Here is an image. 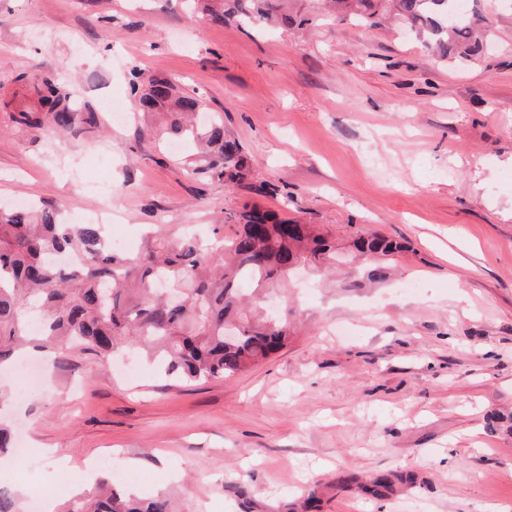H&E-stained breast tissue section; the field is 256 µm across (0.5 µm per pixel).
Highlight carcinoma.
I'll return each mask as SVG.
<instances>
[{"instance_id": "cac0c4a2", "label": "carcinoma", "mask_w": 512, "mask_h": 512, "mask_svg": "<svg viewBox=\"0 0 512 512\" xmlns=\"http://www.w3.org/2000/svg\"><path fill=\"white\" fill-rule=\"evenodd\" d=\"M213 24H224V0H190ZM370 20L386 0H328ZM403 19L428 28L435 43L451 40L463 54L475 52L472 22L457 16L454 0H392ZM62 96L50 83L39 97L40 110L19 112V121L54 130L73 126L80 113L59 108ZM144 114L164 110L166 133L193 138L205 148L206 174L226 183L246 177L241 147L224 132V117L193 124L199 99L169 80L156 78L136 100ZM238 231L224 236V224ZM286 220L257 205L226 213L204 240L184 232H152L136 254L111 248L102 224H64L54 206L0 209V363L35 342L47 350L80 349L107 360L121 347L143 351L179 384L224 379L267 360L296 335L290 320L288 278L292 264L312 277L336 265L351 264L341 287L352 290L386 277L379 261L401 246L382 235L358 234L355 253L341 257L336 245L313 224H297L285 235ZM73 257L65 262L63 258ZM248 284L249 294L242 285ZM275 292L274 314L263 297ZM403 483L398 474H380L362 486L384 499ZM0 512H24L17 493L0 485ZM62 512H175L165 494L127 497L103 482L71 497Z\"/></svg>"}]
</instances>
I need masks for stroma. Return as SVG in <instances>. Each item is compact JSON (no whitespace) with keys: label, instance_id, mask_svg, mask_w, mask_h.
I'll return each mask as SVG.
<instances>
[{"label":"stroma","instance_id":"35a3bbf8","mask_svg":"<svg viewBox=\"0 0 512 512\" xmlns=\"http://www.w3.org/2000/svg\"><path fill=\"white\" fill-rule=\"evenodd\" d=\"M289 11L304 25H216L185 0H0V207L71 224L109 208L137 251L149 224L232 235L224 215L247 205L323 225L341 252L361 230L402 246L384 282L298 287L297 336L231 378L172 387L130 354L28 352L42 386L0 373L28 450L16 481L61 502L110 454L99 478L182 512H291L311 492L317 512H512V431L487 427L512 414V0H470L493 19L470 56L325 0ZM155 78L223 115L242 182L190 175L197 149L175 148L165 113L146 131L133 88ZM46 79L93 122L51 138L16 123ZM388 472L416 483L386 500L336 486Z\"/></svg>","mask_w":512,"mask_h":512}]
</instances>
